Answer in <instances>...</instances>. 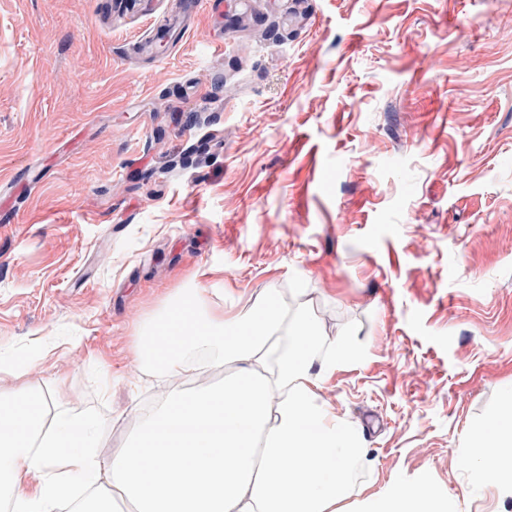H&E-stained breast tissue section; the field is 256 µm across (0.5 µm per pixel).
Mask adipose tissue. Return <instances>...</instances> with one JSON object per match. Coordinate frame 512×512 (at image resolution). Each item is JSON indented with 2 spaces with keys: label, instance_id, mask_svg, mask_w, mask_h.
Listing matches in <instances>:
<instances>
[{
  "label": "adipose tissue",
  "instance_id": "ef3b65f1",
  "mask_svg": "<svg viewBox=\"0 0 512 512\" xmlns=\"http://www.w3.org/2000/svg\"><path fill=\"white\" fill-rule=\"evenodd\" d=\"M208 289L177 295L136 339L140 362L172 381L162 408L131 445L103 455L95 415L59 412L23 365L0 361V495L12 512H337L368 450L317 391L357 356L355 339L319 336L289 315L277 291L213 307ZM223 368L221 384L180 382ZM466 461L500 502L512 503V411L471 428ZM364 512H464L442 501L429 472L390 486Z\"/></svg>",
  "mask_w": 512,
  "mask_h": 512
}]
</instances>
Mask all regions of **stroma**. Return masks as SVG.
<instances>
[{"instance_id":"stroma-1","label":"stroma","mask_w":512,"mask_h":512,"mask_svg":"<svg viewBox=\"0 0 512 512\" xmlns=\"http://www.w3.org/2000/svg\"><path fill=\"white\" fill-rule=\"evenodd\" d=\"M0 0V358L127 446L135 350L184 288H275L360 358L318 395L361 498L463 458L512 388V0ZM112 393L103 396V385Z\"/></svg>"}]
</instances>
